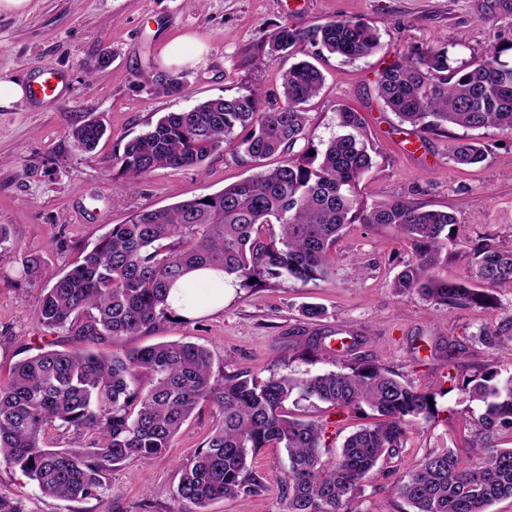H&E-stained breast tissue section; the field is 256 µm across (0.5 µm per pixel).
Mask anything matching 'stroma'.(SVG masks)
Wrapping results in <instances>:
<instances>
[{
	"instance_id": "35a3bbf8",
	"label": "stroma",
	"mask_w": 512,
	"mask_h": 512,
	"mask_svg": "<svg viewBox=\"0 0 512 512\" xmlns=\"http://www.w3.org/2000/svg\"><path fill=\"white\" fill-rule=\"evenodd\" d=\"M339 19L374 26L380 46L354 61L315 58L325 80L305 106L306 143L318 147L336 135L340 105L361 113L374 148L364 198L372 203L402 196L457 216L458 227L433 270L439 278L472 280L470 248L479 238L512 242V136L492 127L451 125L419 138L383 108L376 92L380 70L398 54L444 46L459 64L483 54L496 37L512 39V0H31L25 12H0V78L24 83L35 71L51 68L66 74L69 88L51 102L26 99L0 107V225L13 229L0 247V373L42 347L68 344L64 332L47 333L37 324L41 290L18 276L25 256L42 254L51 270L66 272L84 246L142 208L214 194L281 162L274 155L258 165L221 150L205 169H158L135 185L111 168L113 152L165 113L254 86L277 93L281 71L295 58L261 62L251 56L253 45L280 26ZM177 41L189 52L203 43L202 59L166 65L164 51ZM164 75L182 77L185 95L154 94L155 81ZM88 113L103 114L108 126L91 156L70 138L72 125ZM472 138L484 143L486 159L472 166L449 161V146ZM411 257L409 241L393 229L351 224L332 250L326 278L225 288L222 311L167 322L151 336L124 337L113 350L194 342L210 350L218 377L248 370L260 378H303L339 369L356 354L395 372L434 395L435 418L410 429L400 459L374 472L357 507L408 512L397 491L400 477L429 454L459 447L477 428L479 404L465 381L487 369L512 376V343L488 349L478 340L481 328L512 315V288L493 290L485 307H442L416 291H395L393 281ZM309 303L324 307L321 319L303 316ZM315 334L356 336L362 343L353 355L307 349L306 339ZM451 349L460 353L453 364L446 357ZM288 410L303 419H337L339 433L329 439L334 451L368 421L365 411L338 415L323 403L302 401ZM220 421L215 409L202 407L165 455L148 465L129 462L114 469L112 512H176L179 472ZM250 467L264 490L214 502L207 512H280L285 451L263 449ZM0 493L20 496L27 512H103L93 501L45 496L20 472L3 467Z\"/></svg>"
}]
</instances>
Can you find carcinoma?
Listing matches in <instances>:
<instances>
[{
  "label": "carcinoma",
  "mask_w": 512,
  "mask_h": 512,
  "mask_svg": "<svg viewBox=\"0 0 512 512\" xmlns=\"http://www.w3.org/2000/svg\"><path fill=\"white\" fill-rule=\"evenodd\" d=\"M377 48L370 25L345 19L305 29L279 26L257 53L271 62L296 50L355 60ZM507 52L512 40L499 38L462 68L450 64L445 48L405 53L379 72L378 97L416 132L450 124L512 135V65L501 60ZM322 83L321 70L300 60L281 73L275 105H266L256 88L165 114L112 156V165L135 184L160 167H200L222 148L256 163L274 154L286 159L209 195V204L200 196L140 210L84 249L64 274L50 273L40 253L24 258V278L42 285L39 325L65 332L73 347L26 357L0 380V466L20 471L44 495L102 503L115 467L146 465L165 454L196 409L208 405L222 421L180 471L179 512H205L216 500L261 492L249 460L264 448L287 455L285 512H358L354 504L370 475L400 457L409 427L434 417L431 394L362 359L299 379L241 371L218 380L210 351L194 343L161 342L122 356L101 351L123 336L153 335L174 317L170 288L198 269L222 270L241 288L252 278L326 277L332 248L355 223L391 227L411 242L415 258L394 281L400 293L415 290L439 306L468 308L487 303L493 289L512 288L511 246L483 238L471 248L482 290L442 280L433 267L457 224L454 213L404 198L364 200L361 183L373 167V148L356 109H337L341 133L323 150L292 154L304 136V104ZM184 90L178 77L155 87L166 96ZM105 132L99 117L87 115L72 126L71 138L90 154ZM485 153L472 140L451 145L448 159L472 165ZM478 338L489 348L511 342L512 316L482 328ZM143 379L147 388L132 387ZM467 384L471 398L484 405L479 429L465 439L470 462L448 449L402 476L397 490L412 512H487L494 502L512 499V448L495 442L497 430H512V377L502 387L489 371ZM294 394L340 412L366 407L373 421L347 436L330 458L328 425L293 417L286 404ZM54 434L70 436V446L47 447Z\"/></svg>",
  "instance_id": "cac0c4a2"
}]
</instances>
